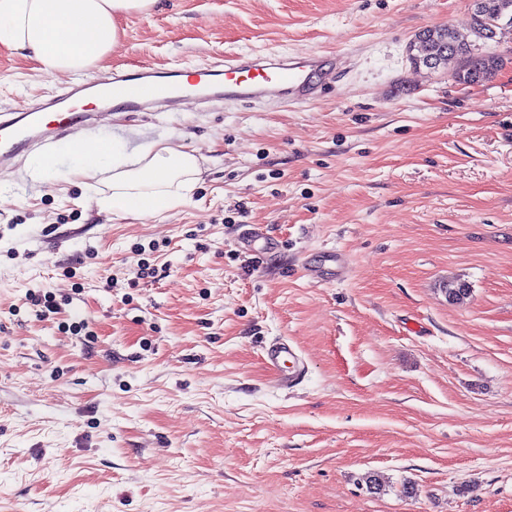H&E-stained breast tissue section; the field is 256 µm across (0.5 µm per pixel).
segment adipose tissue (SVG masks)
Instances as JSON below:
<instances>
[{"label":"adipose tissue","mask_w":512,"mask_h":512,"mask_svg":"<svg viewBox=\"0 0 512 512\" xmlns=\"http://www.w3.org/2000/svg\"><path fill=\"white\" fill-rule=\"evenodd\" d=\"M158 0H0V51L25 56L46 75L75 74L111 56L124 34L122 19L149 15ZM72 164L68 179L93 194L99 211L116 218L166 214L186 204L202 173L200 158L156 141L126 153L109 137L83 150L62 144L34 156L33 175L54 174L59 156Z\"/></svg>","instance_id":"ef3b65f1"}]
</instances>
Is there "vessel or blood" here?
<instances>
[{
  "label": "vessel or blood",
  "mask_w": 512,
  "mask_h": 512,
  "mask_svg": "<svg viewBox=\"0 0 512 512\" xmlns=\"http://www.w3.org/2000/svg\"><path fill=\"white\" fill-rule=\"evenodd\" d=\"M337 61L310 53L241 54L213 61L200 70L195 90L199 103L214 105L232 100H309L334 81ZM96 93L132 112H160L178 108L182 97L181 71L141 66L111 78L68 86L64 91L25 112L0 114V171L10 169L26 152L93 128L95 115L77 108L84 96ZM264 359L281 385L294 382L303 359L290 344L266 348Z\"/></svg>",
  "instance_id": "vessel-or-blood-1"
}]
</instances>
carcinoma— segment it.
<instances>
[{
    "mask_svg": "<svg viewBox=\"0 0 512 512\" xmlns=\"http://www.w3.org/2000/svg\"><path fill=\"white\" fill-rule=\"evenodd\" d=\"M480 8H472L474 28L485 32L483 38L492 39L497 34L499 22L508 18L512 23V0H478ZM423 34V52L416 65H425V59L432 58L442 66L455 60L458 67L453 72L454 78L464 84H477L490 76L500 67L498 58L481 55L471 48V45L461 41L453 29L449 27H425ZM448 300L460 303L470 294L468 285L464 282H450L444 286Z\"/></svg>",
    "mask_w": 512,
    "mask_h": 512,
    "instance_id": "1",
    "label": "carcinoma"
}]
</instances>
